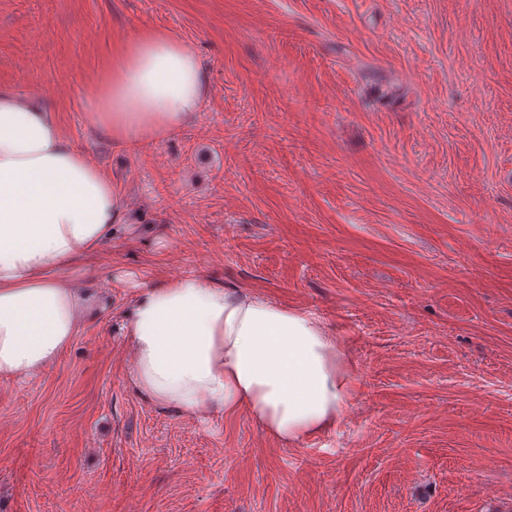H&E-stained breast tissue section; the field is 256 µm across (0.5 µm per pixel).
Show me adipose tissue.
<instances>
[{
	"label": "adipose tissue",
	"mask_w": 512,
	"mask_h": 512,
	"mask_svg": "<svg viewBox=\"0 0 512 512\" xmlns=\"http://www.w3.org/2000/svg\"><path fill=\"white\" fill-rule=\"evenodd\" d=\"M208 95L180 37L139 32L113 50L88 123L127 145L157 140ZM124 219L116 185L53 114L0 88V379L45 371L71 345L87 309L74 269ZM121 331L129 381L150 402L202 421L243 411L286 447L335 427L353 391L319 317L200 273L144 288Z\"/></svg>",
	"instance_id": "obj_1"
}]
</instances>
